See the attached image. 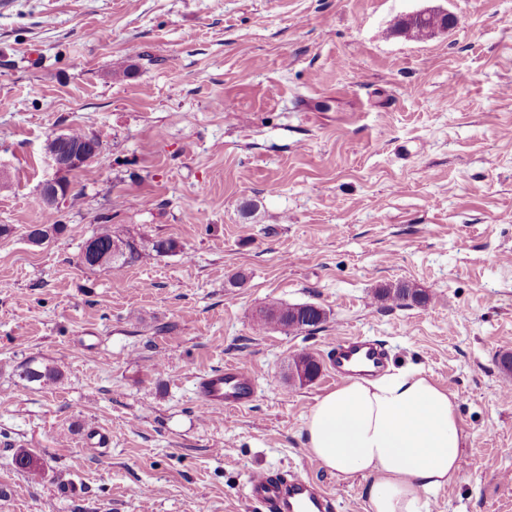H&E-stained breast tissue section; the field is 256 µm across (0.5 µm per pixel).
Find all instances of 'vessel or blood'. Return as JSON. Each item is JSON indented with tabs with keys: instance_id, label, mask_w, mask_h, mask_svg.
I'll list each match as a JSON object with an SVG mask.
<instances>
[{
	"instance_id": "obj_1",
	"label": "vessel or blood",
	"mask_w": 512,
	"mask_h": 512,
	"mask_svg": "<svg viewBox=\"0 0 512 512\" xmlns=\"http://www.w3.org/2000/svg\"><path fill=\"white\" fill-rule=\"evenodd\" d=\"M369 364L370 375L381 373L388 365L387 351L364 336L337 340L328 351L325 363L339 377L352 376L355 360ZM197 392L203 405L212 410L233 412L250 405L256 393L252 373L247 366L232 363L210 372L198 381ZM248 496L263 503L269 512H333V500L311 480L302 476L284 477L267 472L251 475Z\"/></svg>"
}]
</instances>
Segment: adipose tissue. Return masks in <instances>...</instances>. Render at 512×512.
Returning <instances> with one entry per match:
<instances>
[{
    "instance_id": "obj_1",
    "label": "adipose tissue",
    "mask_w": 512,
    "mask_h": 512,
    "mask_svg": "<svg viewBox=\"0 0 512 512\" xmlns=\"http://www.w3.org/2000/svg\"><path fill=\"white\" fill-rule=\"evenodd\" d=\"M305 435L325 468L368 480L371 512H422L462 470L455 396L418 370L345 380L318 398Z\"/></svg>"
}]
</instances>
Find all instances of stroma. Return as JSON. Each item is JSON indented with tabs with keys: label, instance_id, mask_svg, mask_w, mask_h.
<instances>
[{
	"label": "stroma",
	"instance_id": "35a3bbf8",
	"mask_svg": "<svg viewBox=\"0 0 512 512\" xmlns=\"http://www.w3.org/2000/svg\"><path fill=\"white\" fill-rule=\"evenodd\" d=\"M433 9L455 26L396 34ZM73 130L101 154L64 175ZM61 178L79 198L47 208ZM1 224L0 512H268L266 470L371 512L306 446L336 379L288 370L355 335L456 396L469 465L426 512H512V0H0ZM105 224L177 248L88 268ZM397 282L429 301L376 298ZM271 302L326 319L257 330ZM237 361L254 402L210 412L199 376ZM48 143L49 152L59 151L55 154H51L52 160L59 171H75L83 167L84 154L83 150L79 148L64 149V144L59 142H67L68 137L66 134H59ZM297 370L299 377L296 379L300 384L311 382L319 373L320 365L318 361L309 353L299 354L291 365V372Z\"/></svg>",
	"mask_w": 512,
	"mask_h": 512
}]
</instances>
